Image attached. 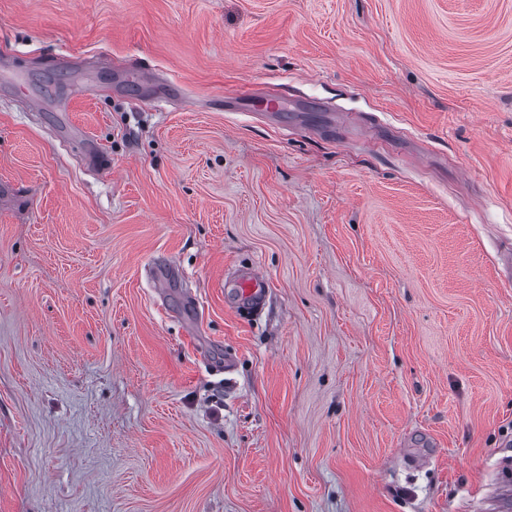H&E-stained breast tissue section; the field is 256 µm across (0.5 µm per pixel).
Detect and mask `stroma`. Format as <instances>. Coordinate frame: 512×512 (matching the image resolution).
Returning <instances> with one entry per match:
<instances>
[{
    "mask_svg": "<svg viewBox=\"0 0 512 512\" xmlns=\"http://www.w3.org/2000/svg\"><path fill=\"white\" fill-rule=\"evenodd\" d=\"M506 460L512 0H0V512H487ZM242 300H247L251 307L261 306L266 298V279L256 271H250L243 274L239 281Z\"/></svg>",
    "mask_w": 512,
    "mask_h": 512,
    "instance_id": "1",
    "label": "stroma"
}]
</instances>
